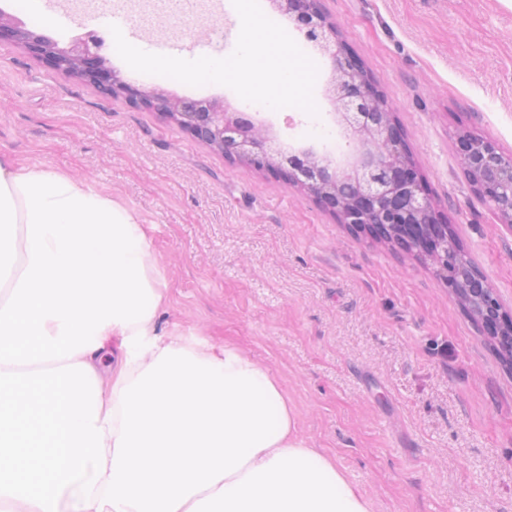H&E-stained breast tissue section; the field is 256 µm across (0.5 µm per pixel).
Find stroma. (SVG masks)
<instances>
[{"label":"stroma","instance_id":"obj_1","mask_svg":"<svg viewBox=\"0 0 512 512\" xmlns=\"http://www.w3.org/2000/svg\"><path fill=\"white\" fill-rule=\"evenodd\" d=\"M265 15L315 61L318 116L224 99L282 147L344 162L356 144L328 94L332 61L270 0ZM393 109L427 193L512 309V230L465 176L470 133L512 156V8L502 0H322ZM78 180L132 210L166 285L157 329L274 373L298 435L336 457L372 512H512V369L426 259L352 234L281 178L229 162L154 111L107 98L0 45V156Z\"/></svg>","mask_w":512,"mask_h":512}]
</instances>
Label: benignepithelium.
Listing matches in <instances>:
<instances>
[{"label":"benign epithelium","instance_id":"benign-epithelium-1","mask_svg":"<svg viewBox=\"0 0 512 512\" xmlns=\"http://www.w3.org/2000/svg\"><path fill=\"white\" fill-rule=\"evenodd\" d=\"M307 41L330 55L328 93L340 124L356 142L352 160L338 164L310 148L284 150L247 112H230L224 101L157 95L122 80L100 62L92 34L50 42L19 19L0 16V43L24 48L53 70L73 75L138 108H154L197 141L227 156L266 170L306 191L325 212L356 234L391 239L395 249L432 262L440 277L491 343L512 345V312L507 311L474 262L448 263L447 221L427 195L394 113L368 73L338 38L321 0H271ZM457 152L472 187L491 205L497 220L512 230V159L491 141L462 135Z\"/></svg>","mask_w":512,"mask_h":512}]
</instances>
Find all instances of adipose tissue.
<instances>
[{
	"mask_svg": "<svg viewBox=\"0 0 512 512\" xmlns=\"http://www.w3.org/2000/svg\"><path fill=\"white\" fill-rule=\"evenodd\" d=\"M137 217L0 157V512H371L242 350L159 335Z\"/></svg>",
	"mask_w": 512,
	"mask_h": 512,
	"instance_id": "obj_1",
	"label": "adipose tissue"
}]
</instances>
